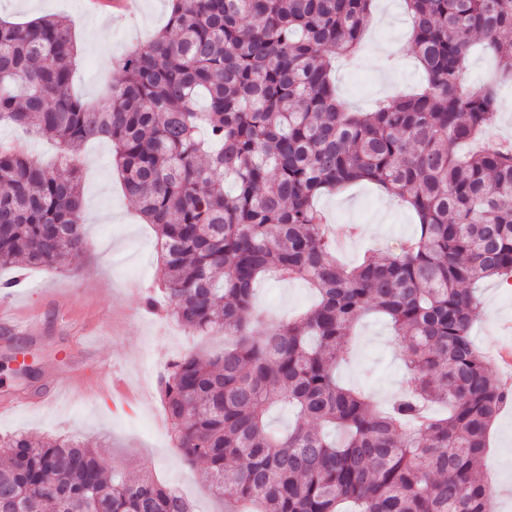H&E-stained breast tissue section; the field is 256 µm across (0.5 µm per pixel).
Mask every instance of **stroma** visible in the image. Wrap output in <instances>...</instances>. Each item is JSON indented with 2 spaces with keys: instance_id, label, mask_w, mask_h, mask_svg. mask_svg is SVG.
<instances>
[{
  "instance_id": "1",
  "label": "stroma",
  "mask_w": 512,
  "mask_h": 512,
  "mask_svg": "<svg viewBox=\"0 0 512 512\" xmlns=\"http://www.w3.org/2000/svg\"><path fill=\"white\" fill-rule=\"evenodd\" d=\"M387 27L368 28L356 65L337 62L332 74L339 99L353 111L370 110L382 98L380 78L394 75V91L417 88L424 74L408 46L410 22L401 0H389ZM88 0H0V19L27 22L60 14L68 16L79 35V63L74 76L78 94L100 99L120 76L115 63L162 28L169 0H139L135 24L117 15L89 10ZM83 231L88 247L70 256L59 268H34L7 300L20 311L38 310L42 334L0 329V405L20 407L0 412V437L23 431L31 437L69 434L101 445L107 469H148L162 483L181 486L192 498L195 512H224L199 467L186 463L171 441L153 432L149 422L161 412L155 363L189 351H217L220 336H196L178 326L165 310L145 309L146 296L156 294L162 280L156 253V233L126 197L115 168L112 147L97 142L82 155ZM329 223L355 224L364 232L340 259L349 265L366 254L394 251L417 232L414 214L397 198L362 183L315 200ZM477 294L471 337L483 351L512 348V288L499 281L482 283ZM313 291L300 282L275 278L261 281L256 302L270 319L285 320L306 311ZM26 355L34 370L20 377L12 359ZM407 372L405 351L387 322L367 316L356 330L353 354L338 374L346 384L363 390L379 406L396 397ZM82 375L91 389H77L56 408L36 406L34 400ZM512 406L497 419L480 468L497 488L495 512H512Z\"/></svg>"
}]
</instances>
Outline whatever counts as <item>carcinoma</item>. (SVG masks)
<instances>
[{
	"label": "carcinoma",
	"instance_id": "cac0c4a2",
	"mask_svg": "<svg viewBox=\"0 0 512 512\" xmlns=\"http://www.w3.org/2000/svg\"><path fill=\"white\" fill-rule=\"evenodd\" d=\"M374 0H170L166 27L121 61L96 106L72 92L66 17L0 20V126L54 141L58 163L0 139V268L54 269L87 249L77 154L112 144L157 230L171 316L224 349L168 361L159 393L180 455L224 512H493L478 464L512 402L470 336L484 279L512 277V143L481 149L512 82V0H403L426 86L351 112L331 80ZM482 47L499 78L465 84ZM358 182L418 218L396 252L347 265L313 200ZM317 302L264 324L259 279ZM388 317L407 378L386 409L336 378L361 318ZM274 405L294 411L270 430ZM0 512H192L150 473L103 467L77 436L0 437Z\"/></svg>",
	"mask_w": 512,
	"mask_h": 512
}]
</instances>
